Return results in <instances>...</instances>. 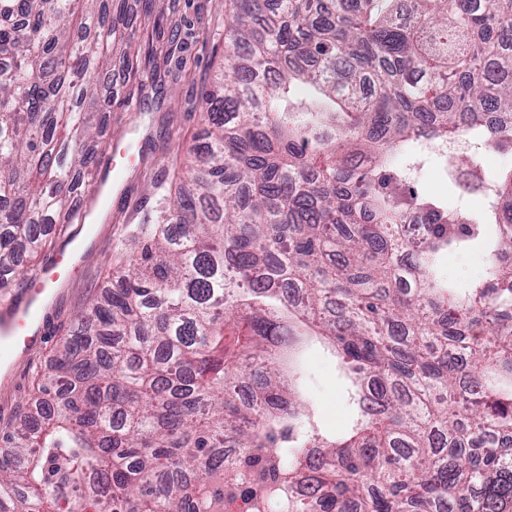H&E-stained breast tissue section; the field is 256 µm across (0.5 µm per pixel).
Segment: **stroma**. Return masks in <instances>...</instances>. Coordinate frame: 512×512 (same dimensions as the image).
Here are the masks:
<instances>
[{
    "mask_svg": "<svg viewBox=\"0 0 512 512\" xmlns=\"http://www.w3.org/2000/svg\"><path fill=\"white\" fill-rule=\"evenodd\" d=\"M144 5L145 0H127L139 68L112 87L116 105L107 135L120 147L112 156L120 168L118 187L96 206L86 239L75 243L92 253L72 280L56 288L55 301L44 314L43 345L14 356L11 378L0 375V432L12 430L34 392L38 372L75 326L78 311L109 287V267L123 259L122 238L179 185L184 150L202 138L199 92L227 63V0H177L173 13L158 2L149 11ZM414 177L423 194L442 200L454 194L438 153H431ZM303 357V393L315 422L330 431L341 429L348 412L335 364L315 342L305 346Z\"/></svg>",
    "mask_w": 512,
    "mask_h": 512,
    "instance_id": "stroma-1",
    "label": "stroma"
}]
</instances>
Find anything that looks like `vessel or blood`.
<instances>
[{
  "instance_id": "1",
  "label": "vessel or blood",
  "mask_w": 512,
  "mask_h": 512,
  "mask_svg": "<svg viewBox=\"0 0 512 512\" xmlns=\"http://www.w3.org/2000/svg\"><path fill=\"white\" fill-rule=\"evenodd\" d=\"M116 169L99 173L88 195L82 202L80 222H87L95 201L102 199L111 182L117 181ZM81 262L68 246H60L46 260L35 276L34 284L13 297L6 308L0 309V364H7L15 351L29 352L39 347L44 339L41 309L51 288L65 283L71 271Z\"/></svg>"
}]
</instances>
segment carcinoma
<instances>
[{
	"instance_id": "cac0c4a2",
	"label": "carcinoma",
	"mask_w": 512,
	"mask_h": 512,
	"mask_svg": "<svg viewBox=\"0 0 512 512\" xmlns=\"http://www.w3.org/2000/svg\"><path fill=\"white\" fill-rule=\"evenodd\" d=\"M230 3L192 188L123 241L0 436V512H98L106 489L111 512H512V166L448 154L478 215L393 168L426 141L512 149V0H412L410 23L404 0ZM114 9L0 0L3 302L110 148L95 75L136 69ZM471 250L481 274L447 276ZM304 326L344 381L340 434L299 391Z\"/></svg>"
}]
</instances>
